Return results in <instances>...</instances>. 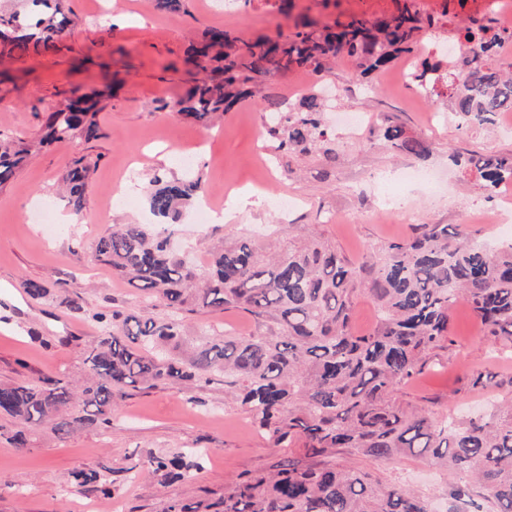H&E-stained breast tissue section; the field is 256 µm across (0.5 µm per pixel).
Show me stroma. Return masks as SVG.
<instances>
[{"instance_id": "obj_1", "label": "stroma", "mask_w": 512, "mask_h": 512, "mask_svg": "<svg viewBox=\"0 0 512 512\" xmlns=\"http://www.w3.org/2000/svg\"><path fill=\"white\" fill-rule=\"evenodd\" d=\"M211 0H184L179 12L157 11L152 0H110L106 21L93 17L97 0H67L77 25L63 48L40 54L0 56V131L25 141L37 139L48 115L65 92L113 84L116 95L97 115L102 138L61 143L35 153L0 186V382L29 380L53 372L78 376L89 344L99 334L92 313L145 312L161 319L168 310L147 300L111 268L97 262L93 242L118 224H142L149 217L144 188L159 172L182 175L180 155L196 149L193 172L222 200L225 185L251 184L266 172L275 175L268 193L250 197L223 224H181L179 234L193 261L205 266L208 250L225 237L267 226L274 242H300L318 231L349 262L379 251L390 241L412 239L424 224H445L470 234L489 248L512 247V237L496 233L481 214L497 204V190L485 187L479 174L454 165L451 154L467 152L512 155V133L477 126L440 123L427 131L430 113L448 109L445 96L420 95L403 84V56L368 76H360L356 60L340 58L331 70L316 74L288 70L274 73L265 95L298 102L304 86L327 83L336 88V106L373 114L375 120L358 136H348L334 116L325 123L332 140L330 154L275 151L262 137L258 101L248 99L209 125L186 121L168 110L199 79L186 64L191 40L217 28L240 41L259 36H288L300 17L330 25L359 16L369 20L398 15L405 0H293L290 14L280 0H233L231 13L210 10ZM504 0H414L423 19L432 23V40L448 37L450 24L495 25ZM394 124L411 137L426 139L428 156L418 158L390 150L380 136L382 125ZM141 160L129 175L121 167L129 155ZM93 165L85 207L76 224L48 227L32 215L35 201L66 206L60 190L62 174L77 158ZM435 170L449 189L438 194L396 180L408 169ZM128 177L133 203L110 204L121 177ZM400 189L402 210L376 205L378 188ZM287 195L296 205L281 213L270 196ZM337 213L338 223L324 217ZM48 284L53 294L34 299L24 284ZM81 309L70 308V300ZM190 336H213L224 330L241 335L258 324L237 309H206L185 317ZM480 366L494 373L498 386L467 391L461 371ZM404 398L435 411L465 414L477 404L512 396V348L484 336L466 305L451 314V342L434 350L422 374L408 383ZM30 445L16 448L0 439V512H108L110 500L99 491L76 487L71 473L107 464L115 469L123 512H161L162 503L217 501L237 476L271 469L288 456L271 448L247 414L224 395L223 378L210 384L183 382L137 390L112 417L107 433L87 430L59 440L49 429H28ZM176 448L198 453L199 469L182 480L161 486L149 468V454ZM340 459L370 472L389 486H407L443 512L451 476L420 458L405 455L376 462L339 451ZM134 468L135 481L125 471Z\"/></svg>"}]
</instances>
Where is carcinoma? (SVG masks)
I'll list each match as a JSON object with an SVG mask.
<instances>
[{
  "mask_svg": "<svg viewBox=\"0 0 512 512\" xmlns=\"http://www.w3.org/2000/svg\"><path fill=\"white\" fill-rule=\"evenodd\" d=\"M22 12L0 11V55L50 50L73 24L63 0H23ZM423 29L419 13L404 9L392 21L346 24L295 32L284 41L258 38L236 43L209 29L190 45L187 61L204 74L184 97L162 105L187 120L222 116L255 96L272 74L288 66L320 73L341 55L358 61L366 75L395 54L412 52ZM451 37L474 53L466 69H448L423 60L414 80L445 85L455 100L457 120L493 127L500 112L512 109V76L496 65L503 34L490 26L455 27ZM112 93L71 92L64 108L50 113L41 146L100 135L96 119ZM325 105L313 87L298 106L262 97L264 128L276 149L323 148L328 131L319 114ZM396 153L429 154V143L408 138L391 124L381 128ZM31 146L0 131V186L25 164ZM455 162L477 171L495 188L512 180V157L473 152ZM91 163L80 158L65 181L68 204L82 212ZM207 193L199 176H154L146 188L149 209L161 229L121 224L95 244L96 259L170 310L158 321L145 314L95 313L101 334L88 349L78 387L50 373L32 381L0 383V415L21 423L0 425V437L25 448V425L45 427L64 440L86 429L112 428V417L130 391L173 385L207 384L224 376L225 393L235 397L273 448H296L269 473L237 478L217 502L169 501L164 512H432L426 498L403 487H386L373 476L333 459L336 449L375 461L401 454L423 457L448 468L445 512H512V397L494 402L481 417H438L400 400V391L426 366L429 352L451 334L450 315L469 307L485 335L512 346V251L491 254L446 224H426L412 239L389 242L381 256L348 264L321 235L264 258L255 237L237 238L209 251L206 269L172 252L182 209ZM367 282L377 326L367 334L351 327L354 294ZM238 308L266 329L249 336L226 334L211 340L186 336L184 314L198 307ZM473 390L495 386L494 376L469 371ZM167 484L196 466L188 453L148 456ZM78 487L102 494L117 491L112 468L72 473Z\"/></svg>",
  "mask_w": 512,
  "mask_h": 512,
  "instance_id": "carcinoma-1",
  "label": "carcinoma"
}]
</instances>
